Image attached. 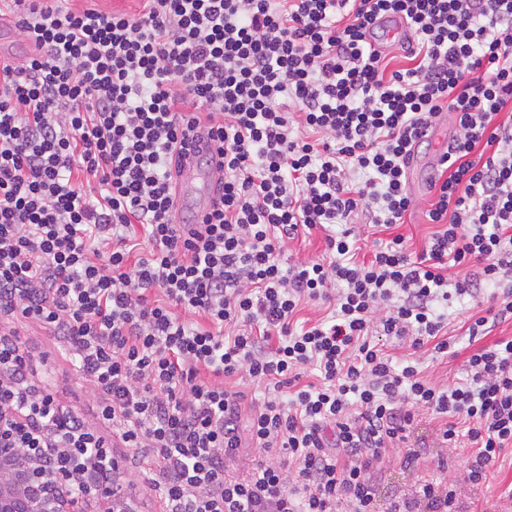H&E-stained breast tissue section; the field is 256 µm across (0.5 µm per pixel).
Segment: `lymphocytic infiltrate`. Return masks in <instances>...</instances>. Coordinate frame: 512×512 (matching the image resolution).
Returning <instances> with one entry per match:
<instances>
[{"mask_svg":"<svg viewBox=\"0 0 512 512\" xmlns=\"http://www.w3.org/2000/svg\"><path fill=\"white\" fill-rule=\"evenodd\" d=\"M142 2L10 0L33 51L0 66V411L58 414L44 448L104 456L117 436L162 512H377L382 469L417 466L408 439L429 414L470 454L385 512H456L512 447V338L488 339L512 318V0ZM395 19L409 65L392 71ZM444 113L435 231L420 253L398 234L359 258V215L402 223L409 163ZM202 133L217 198L181 220L183 148ZM316 231L323 254L292 260ZM467 298L466 379L385 352L448 353L436 305ZM319 300L331 317L297 320ZM32 324L98 395L92 419L25 378L11 338ZM70 5L75 8H95L101 11L112 12L120 11L129 15L138 14L142 9V3L139 0H74ZM92 1V2H86Z\"/></svg>","mask_w":512,"mask_h":512,"instance_id":"f902f5d3","label":"lymphocytic infiltrate"}]
</instances>
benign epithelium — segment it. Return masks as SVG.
Instances as JSON below:
<instances>
[{
  "instance_id": "obj_1",
  "label": "benign epithelium",
  "mask_w": 512,
  "mask_h": 512,
  "mask_svg": "<svg viewBox=\"0 0 512 512\" xmlns=\"http://www.w3.org/2000/svg\"><path fill=\"white\" fill-rule=\"evenodd\" d=\"M19 422L18 414L0 415V512H127L113 480L118 462L68 447L51 454L22 448V433L13 427ZM78 471L87 479L75 489Z\"/></svg>"
}]
</instances>
